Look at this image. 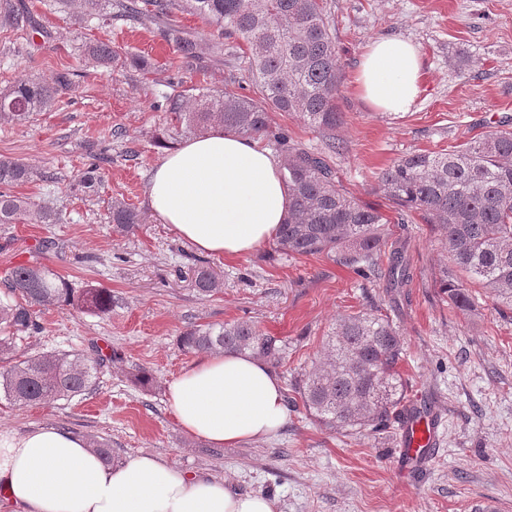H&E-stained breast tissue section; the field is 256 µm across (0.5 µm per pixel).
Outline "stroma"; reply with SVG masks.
Returning <instances> with one entry per match:
<instances>
[{
    "label": "stroma",
    "instance_id": "obj_1",
    "mask_svg": "<svg viewBox=\"0 0 512 512\" xmlns=\"http://www.w3.org/2000/svg\"><path fill=\"white\" fill-rule=\"evenodd\" d=\"M36 31L0 32V88L18 75L67 74L62 103L23 123L0 121V158H18L42 173L14 186V195L58 210V224H0V281L18 264L53 269L72 287L112 293L106 316L65 305L41 308L40 333L17 352L98 349L113 355L83 395L71 401L18 408L0 400V427L18 432L38 424L107 443L113 463L148 453L191 473L228 481L243 494L278 501L280 512H474L484 498L512 505V312L500 314L480 294L475 315L453 310L439 293L448 252L434 226L398 221L377 189L380 172L412 151L460 147L512 117V0H323L343 75L336 100L345 149L328 153L312 127L276 112L293 143L325 152L336 178L356 200L389 219L377 266L364 270L321 255L285 256L265 242L242 257H215L179 239L146 203L149 174L165 153L152 135L167 124L161 110L169 90L195 88L249 95L254 90L241 37L220 54L203 53L175 68L174 43L160 24L139 14L79 25L72 0H24ZM394 36L418 44L421 93L410 112L372 109L354 88L368 43ZM104 41L143 57L148 70L118 60L92 65L86 44ZM99 193L75 184L96 157ZM133 205L144 222L118 233L109 222L113 201ZM402 248L413 272L408 286L387 285V258ZM211 267L221 287L199 295L194 271ZM382 308L402 340L398 364L405 403L440 419L436 451L421 470L403 471L400 430L336 431L321 427L302 406L288 409L275 435L219 448L184 435L166 400V386L194 361L181 333L243 321L287 344L276 372L285 399L292 380L324 351L338 317ZM152 386L133 381L139 369Z\"/></svg>",
    "mask_w": 512,
    "mask_h": 512
}]
</instances>
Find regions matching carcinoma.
<instances>
[{
    "label": "carcinoma",
    "instance_id": "cac0c4a2",
    "mask_svg": "<svg viewBox=\"0 0 512 512\" xmlns=\"http://www.w3.org/2000/svg\"><path fill=\"white\" fill-rule=\"evenodd\" d=\"M123 9L170 19L184 8L219 34L247 42V69L254 95L208 90L164 97L175 133L201 134L214 125L241 136H264L283 155L282 170L291 198L288 216L275 237V251L291 255L330 254L344 266L372 267L380 259V241L389 220L380 209L362 204L336 180L320 153L294 148L288 130L274 127L271 112L298 115L314 127L329 150L343 149L336 129L343 123L336 109L341 74L336 42L320 0H125ZM112 16V0H80L75 21ZM21 3L0 0V30L31 26ZM181 62L199 57V44L168 29ZM94 63L110 67L117 52L104 42L85 46ZM68 83L18 77L0 90V120L23 122L35 112L56 109L59 91ZM38 172L19 159H0V224L25 219L57 224L61 214L43 203L34 208L10 188L32 182ZM378 190L395 204L405 221L419 216L442 232L448 266L441 291L463 314L474 312L473 289L482 288L495 303L512 309V119L460 150L409 152L378 176ZM116 231L129 232L142 223L140 213L124 201L112 202ZM410 280L401 251L389 256V282L402 288ZM197 291L210 296L220 281L210 268L196 270ZM0 299V355L14 353L17 342L42 329L36 308L71 305L82 312L105 315L112 293L89 286L76 290L47 266L19 264L4 279ZM185 352H249L277 366L286 346L247 322H226L190 329L178 338ZM402 356L399 334L389 319L358 312L336 320L323 356L292 383L305 410L333 430L380 429L402 416L404 382L397 370ZM112 357L96 353H42L0 362V397L18 406L72 399L85 393L98 370Z\"/></svg>",
    "mask_w": 512,
    "mask_h": 512
}]
</instances>
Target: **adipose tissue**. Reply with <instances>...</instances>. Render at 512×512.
<instances>
[{"label": "adipose tissue", "mask_w": 512, "mask_h": 512, "mask_svg": "<svg viewBox=\"0 0 512 512\" xmlns=\"http://www.w3.org/2000/svg\"><path fill=\"white\" fill-rule=\"evenodd\" d=\"M422 54L411 41L372 40L355 74L373 108L408 112L421 91ZM271 151L216 125L164 154L148 205L199 251L225 257L273 238L290 197ZM178 427L218 446L266 438L287 422L280 378L248 353L204 355L167 385ZM0 512H278L276 499L234 491L152 455L110 465L87 441L47 425L0 429Z\"/></svg>", "instance_id": "obj_1"}]
</instances>
